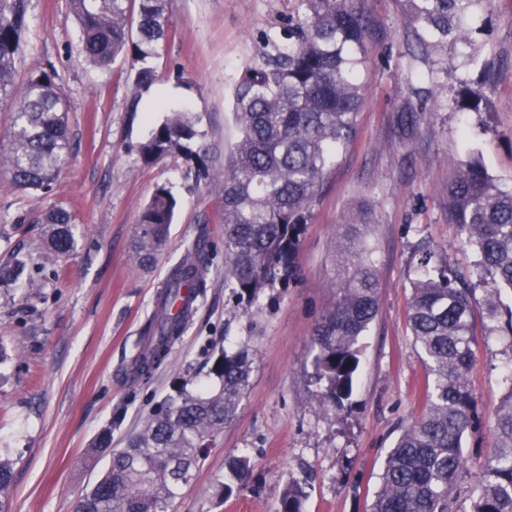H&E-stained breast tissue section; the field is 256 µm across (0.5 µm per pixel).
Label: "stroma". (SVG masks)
Instances as JSON below:
<instances>
[{"label":"stroma","mask_w":512,"mask_h":512,"mask_svg":"<svg viewBox=\"0 0 512 512\" xmlns=\"http://www.w3.org/2000/svg\"><path fill=\"white\" fill-rule=\"evenodd\" d=\"M368 20L363 98L353 140L330 167L296 256L297 274L266 289L261 309L235 303L224 285L222 194L216 180L238 137L233 89L266 34L296 17L295 0H172L169 36L153 59L157 80L130 114V64H87L68 0H29L18 83L51 67L70 107L71 149L49 192L22 193L0 172V263L24 256L28 277L0 289V458L14 483L0 512H74L108 465L89 457L111 429L126 447L175 385L215 387L210 369L226 349H248L251 385L234 420L211 438L194 483L174 512H276L283 488L304 485V512H368L387 453L421 413L422 361L408 325L419 244L445 247L450 265L472 256L448 222V181L456 161L479 152L488 173L512 188V0H487L473 36L488 75V111L461 112L453 89L456 52L423 55L404 0H360ZM194 119L203 164L172 155L144 160L137 146L166 109ZM172 188L178 209L153 265L133 260L142 212L155 187ZM67 210L76 250L46 259L50 207ZM369 224L379 279L378 313L361 339L350 405L326 414L307 378L314 336L334 300L336 238L343 225ZM209 244L207 288L168 360L147 381L129 370L143 328L173 266L198 239ZM512 308V289L477 284L475 361L469 381L479 425L463 440L471 473L492 446L498 408L512 390V335L488 330L486 299ZM247 455L248 485L225 495L227 463Z\"/></svg>","instance_id":"35a3bbf8"}]
</instances>
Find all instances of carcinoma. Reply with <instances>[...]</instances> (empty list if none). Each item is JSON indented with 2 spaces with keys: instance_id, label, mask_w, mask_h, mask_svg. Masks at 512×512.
Instances as JSON below:
<instances>
[{
  "instance_id": "1",
  "label": "carcinoma",
  "mask_w": 512,
  "mask_h": 512,
  "mask_svg": "<svg viewBox=\"0 0 512 512\" xmlns=\"http://www.w3.org/2000/svg\"><path fill=\"white\" fill-rule=\"evenodd\" d=\"M28 0H0V105L11 107L6 138L10 151L0 167L17 190H49L69 150L68 106L43 70L16 87L17 62L26 43ZM422 54L450 45L468 47L478 30L484 0H405ZM170 0H69L80 29L84 59L106 67L123 54L134 70L126 111H141L143 93L157 79L151 59L168 35ZM367 21L356 0H298V19L288 42L269 34L261 61L248 66L234 88L239 136L224 164V257L226 284L253 305L267 288L286 282L313 203L336 155L354 137L362 105L359 70L366 64ZM485 91L464 86L456 105L480 111ZM194 121L171 110L138 146L150 161L180 153L199 156L191 145ZM178 200L156 186L139 225L137 259L154 258L166 241ZM448 215L463 246L474 254L473 274L512 289V189L502 188L474 153L457 164L448 186ZM48 250L58 259L76 249L71 215L52 207ZM342 260L335 300L314 338L318 407L341 411L353 394L360 367L359 341L375 318L378 280L368 225L347 224L337 240ZM412 282L410 331L425 368V409L413 418L387 454L380 489L369 512H457L454 487L467 471L462 438L477 424V401L467 379L474 360L473 292L448 267L441 251L420 259ZM207 244L188 248L170 270L132 360L135 381H147L164 364L206 288ZM27 260L0 264V286L21 280ZM219 386L185 387L152 412L127 448L112 447V429L92 448L108 466L77 504L79 512H173L182 489L196 477L206 441L235 417L250 386L252 358L246 349L224 351L212 368ZM498 413L493 448L470 489L469 512H512V377ZM230 476L246 484L245 457L229 462ZM12 464L0 460V503L12 487ZM304 492L286 485L276 512H302Z\"/></svg>"
}]
</instances>
